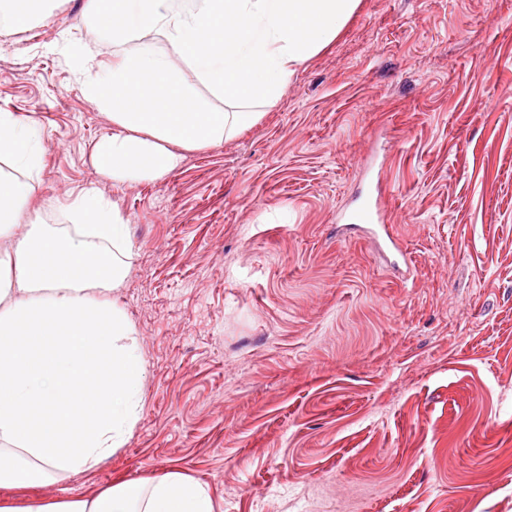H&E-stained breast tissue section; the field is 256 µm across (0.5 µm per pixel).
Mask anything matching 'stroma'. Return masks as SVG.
<instances>
[{
	"mask_svg": "<svg viewBox=\"0 0 512 512\" xmlns=\"http://www.w3.org/2000/svg\"><path fill=\"white\" fill-rule=\"evenodd\" d=\"M115 51L89 0L0 35L34 199L92 185L129 226L145 368L123 448L26 497L179 472L216 512H512V0H360L256 124L154 181L92 161ZM379 184L405 268L336 232Z\"/></svg>",
	"mask_w": 512,
	"mask_h": 512,
	"instance_id": "35a3bbf8",
	"label": "stroma"
}]
</instances>
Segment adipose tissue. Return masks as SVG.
Here are the masks:
<instances>
[{"mask_svg":"<svg viewBox=\"0 0 512 512\" xmlns=\"http://www.w3.org/2000/svg\"><path fill=\"white\" fill-rule=\"evenodd\" d=\"M98 28L119 51L88 93L115 127L93 162L115 180L151 181L180 149L222 143L275 102L296 68L333 41L359 0H94ZM54 0H0V34L35 24ZM167 41L225 107H202L153 45ZM31 127L0 113V488L47 487L95 469L131 434L143 363L134 327L110 296L135 252L128 226L96 190L28 208L41 164ZM65 221L48 224L47 211ZM0 512H214L180 473L127 480L90 497L0 501Z\"/></svg>","mask_w":512,"mask_h":512,"instance_id":"adipose-tissue-1","label":"adipose tissue"}]
</instances>
